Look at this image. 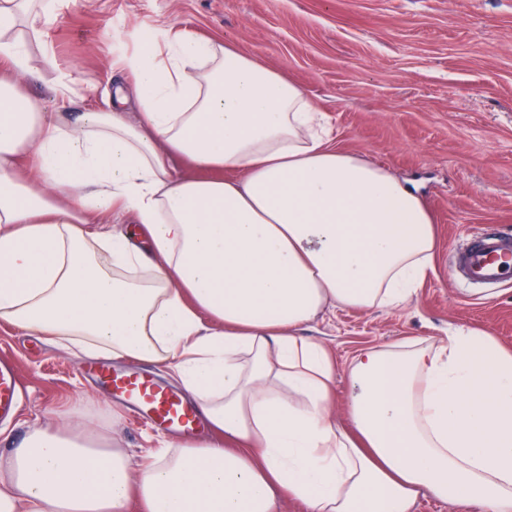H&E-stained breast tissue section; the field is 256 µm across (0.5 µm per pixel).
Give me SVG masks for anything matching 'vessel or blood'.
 Returning <instances> with one entry per match:
<instances>
[{
    "mask_svg": "<svg viewBox=\"0 0 512 512\" xmlns=\"http://www.w3.org/2000/svg\"><path fill=\"white\" fill-rule=\"evenodd\" d=\"M455 270L467 284L499 286L512 280V236L485 227L460 245ZM91 371L115 395L137 408L154 425L190 436L202 426L200 413L180 396L154 382L95 365ZM18 374L14 367L0 366V417L9 415L19 404Z\"/></svg>",
    "mask_w": 512,
    "mask_h": 512,
    "instance_id": "obj_1",
    "label": "vessel or blood"
}]
</instances>
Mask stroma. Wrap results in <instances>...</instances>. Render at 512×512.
I'll return each instance as SVG.
<instances>
[{
    "label": "stroma",
    "mask_w": 512,
    "mask_h": 512,
    "mask_svg": "<svg viewBox=\"0 0 512 512\" xmlns=\"http://www.w3.org/2000/svg\"><path fill=\"white\" fill-rule=\"evenodd\" d=\"M218 38L282 70L325 114L339 148L415 184L435 223L434 268L389 310L329 307L302 334L337 363L366 346L437 340L454 325L512 350V287L480 298L459 281L453 251L479 227L512 233V0H70L50 30L54 66L23 89L55 111L54 82L77 75L75 104L111 108L114 61L143 32ZM18 369L23 401L0 421V452L60 414L114 436L134 457L183 444L150 427L78 366L85 357L0 325V358Z\"/></svg>",
    "instance_id": "stroma-1"
}]
</instances>
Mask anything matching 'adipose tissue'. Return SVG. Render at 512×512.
Segmentation results:
<instances>
[{"mask_svg": "<svg viewBox=\"0 0 512 512\" xmlns=\"http://www.w3.org/2000/svg\"><path fill=\"white\" fill-rule=\"evenodd\" d=\"M65 2L0 0V320L168 364L212 435L136 460L86 423L33 429L0 453V512H413L425 493L512 512V351L465 327L359 349L342 421L336 365L300 334L328 305L409 302L437 249L426 203L215 40H146L111 110L42 111L20 82ZM125 215L146 244L111 230Z\"/></svg>", "mask_w": 512, "mask_h": 512, "instance_id": "obj_1", "label": "adipose tissue"}]
</instances>
